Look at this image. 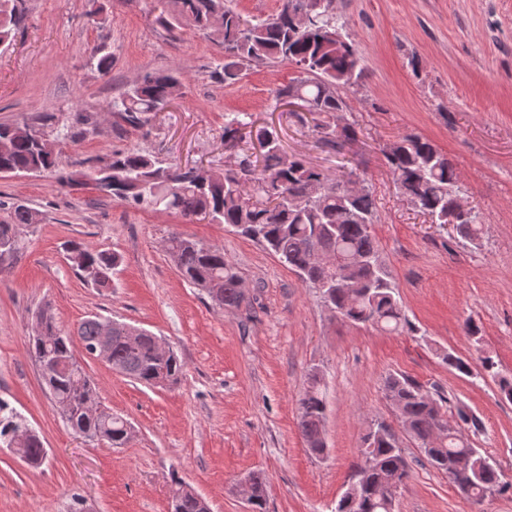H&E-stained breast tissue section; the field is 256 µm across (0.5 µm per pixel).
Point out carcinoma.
Segmentation results:
<instances>
[{
	"mask_svg": "<svg viewBox=\"0 0 512 512\" xmlns=\"http://www.w3.org/2000/svg\"><path fill=\"white\" fill-rule=\"evenodd\" d=\"M25 0H0V45L10 41L24 14ZM157 22L173 33L185 26L213 35L224 47V64L217 68L222 81L232 84L244 68L286 62L298 69L288 84L273 91L274 104L298 95L310 113L316 142L340 153L357 141L351 123L338 122V114L351 110L349 95L361 87L364 68L354 40L346 33V21L336 13V0H281L278 12L265 19H246L225 0H163ZM91 64L101 74L112 70V53L96 49ZM177 72H148L110 111L134 129L151 123L172 96L179 92ZM79 115L72 125L60 126L53 115H42L30 128L41 137L74 139L84 134L75 126L89 124ZM263 142L260 156L252 153V138ZM224 143L237 148L236 167L213 171L199 182L192 168H179L158 157L131 148L115 150L100 166L60 175L72 184L90 186L121 203L155 211L172 212L188 220L195 215L211 224L261 244L300 277L325 306L356 325H370L385 332L413 331L392 277L380 256L372 234L377 223L376 199L366 178L356 167L338 173L310 165L302 156L282 155L281 140L274 130L252 133V122L235 115L224 122ZM381 153L402 196L432 224L448 223L460 196L455 165L427 138L405 134L385 144ZM59 172L58 152L47 150L33 137H15L10 126L0 124V171ZM41 215L14 204L9 222L0 224V238L13 241L11 253L22 245L23 229L38 224ZM459 235L471 242L482 238L479 213L461 212L455 223ZM167 249L182 278L204 291L222 307L237 309L245 302L242 280L224 249L173 234ZM69 263L78 273L91 268L89 282L95 288H112L120 257L93 250L81 241L66 245ZM349 281L342 292L334 279ZM105 318L83 320L76 336L63 332L46 306L36 315L30 349L39 365L46 389L58 414L73 432L87 439L119 448L129 439L127 420L86 406L97 405L99 396L92 379L75 355L74 341L83 348L97 342ZM112 368L147 386L176 383L184 365L170 348H161L147 329L112 321ZM385 399L401 415L406 432L422 457L448 477L461 494L475 504L496 493L512 491V481L491 457L483 455L463 437L462 426L481 431L479 421L459 408L451 413L448 397L425 389L401 373L382 379ZM326 399L323 376H308V386L298 401V428L311 454L326 452L324 421ZM22 430L20 417L0 403V439L13 440ZM16 453L32 466L46 457L43 443L33 436ZM360 460L350 475V489L336 503L335 512H395V495L383 487H399L409 464L391 429L378 423L362 439ZM252 488V512H263L267 479L264 473L248 477ZM171 512H210L208 504L182 483H175Z\"/></svg>",
	"mask_w": 512,
	"mask_h": 512,
	"instance_id": "cac0c4a2",
	"label": "carcinoma"
}]
</instances>
